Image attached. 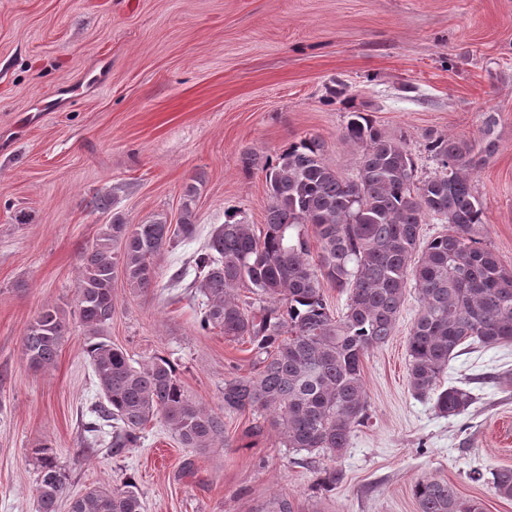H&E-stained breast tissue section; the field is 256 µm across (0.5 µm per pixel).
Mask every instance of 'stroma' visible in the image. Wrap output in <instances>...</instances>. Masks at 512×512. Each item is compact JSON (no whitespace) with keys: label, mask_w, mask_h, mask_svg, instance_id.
I'll use <instances>...</instances> for the list:
<instances>
[{"label":"stroma","mask_w":512,"mask_h":512,"mask_svg":"<svg viewBox=\"0 0 512 512\" xmlns=\"http://www.w3.org/2000/svg\"><path fill=\"white\" fill-rule=\"evenodd\" d=\"M402 139L417 179L437 165L428 136L497 151L475 172L482 244L512 268V0H0V512H36L34 448L49 444L70 494L132 481L145 512H263L279 493L295 512H418L412 487L445 480L484 512H512L493 470L512 467V344H472L442 382L476 397L445 418L408 385V291L388 342L366 356L369 418L344 455L306 460L274 431L250 440L251 413L224 419L227 445L185 448L154 419L138 448L112 455L85 425L99 401L84 329L70 325L55 364L22 347L43 305L71 309L80 257L120 212L177 222L197 182L193 240L158 261L159 286L114 285L108 336L139 363L168 358L188 393L221 411L224 377L253 373L245 343L195 328L199 296L170 276L193 264L225 210L262 227L265 167L315 135L325 162L354 176L352 112ZM253 163L244 166L243 155ZM108 194L112 212L90 207ZM336 468L332 490L319 473Z\"/></svg>","instance_id":"obj_1"}]
</instances>
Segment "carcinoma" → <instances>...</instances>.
<instances>
[{
	"mask_svg": "<svg viewBox=\"0 0 512 512\" xmlns=\"http://www.w3.org/2000/svg\"><path fill=\"white\" fill-rule=\"evenodd\" d=\"M495 123L488 116L482 138L473 143L430 139L426 150L437 170L418 180L404 143L354 112L345 137L360 150L355 176L345 178L324 162L319 137H304L266 169L262 232L224 213V223L195 258L194 283L202 297L196 327L201 333L217 328L230 341L248 339L255 372L224 380L222 413L188 394L169 359L156 356L136 366L107 332L116 280L134 293L149 291L158 283L155 258L194 237L197 185L185 186L175 225L161 215L129 224L113 213L81 257L74 301L101 395L88 432L97 438L104 427L112 428L109 448L116 455L138 447L148 423L159 416L184 447L222 448L224 416L251 411L259 415L249 428L252 436L273 428L283 447L297 454L338 458L368 418L363 359L392 336L410 283L420 303L407 338L410 390L432 400L441 416L465 414L474 395L462 386L441 385L448 362L474 342L512 343V268L477 238L485 211L473 175L497 150ZM429 217L448 231L424 238ZM328 285L347 292L339 317L326 302ZM240 289L255 295L260 306L240 300ZM69 336L66 311L43 306L23 336L30 365H53ZM33 453L36 512H57L67 478L49 445ZM492 485L498 497L511 500L512 468L495 470ZM413 495L419 512H483L446 481L419 480ZM70 512L144 508L133 482L126 481L75 496Z\"/></svg>",
	"mask_w": 512,
	"mask_h": 512,
	"instance_id": "carcinoma-1",
	"label": "carcinoma"
}]
</instances>
